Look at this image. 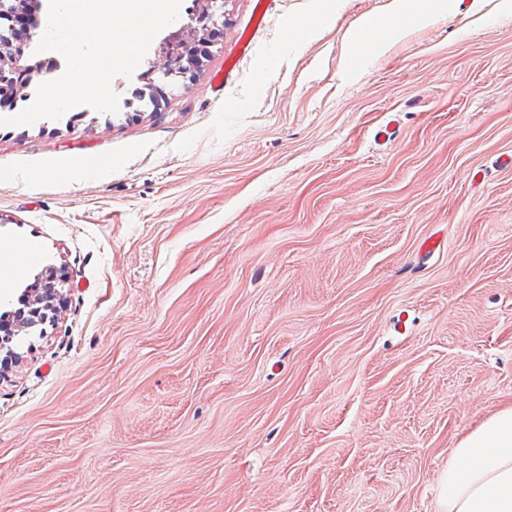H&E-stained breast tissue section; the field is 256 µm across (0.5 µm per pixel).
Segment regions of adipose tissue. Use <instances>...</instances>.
<instances>
[{"label":"adipose tissue","instance_id":"1","mask_svg":"<svg viewBox=\"0 0 512 512\" xmlns=\"http://www.w3.org/2000/svg\"><path fill=\"white\" fill-rule=\"evenodd\" d=\"M427 0H390L354 30L355 48L378 50L425 21ZM434 512H512V404L462 437L438 481Z\"/></svg>","mask_w":512,"mask_h":512}]
</instances>
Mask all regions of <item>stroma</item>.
<instances>
[{"mask_svg": "<svg viewBox=\"0 0 512 512\" xmlns=\"http://www.w3.org/2000/svg\"><path fill=\"white\" fill-rule=\"evenodd\" d=\"M257 2L118 113L0 126V245L39 251L0 302L69 279L0 372V512H432L512 403V12L354 54L389 0Z\"/></svg>", "mask_w": 512, "mask_h": 512, "instance_id": "obj_1", "label": "stroma"}]
</instances>
